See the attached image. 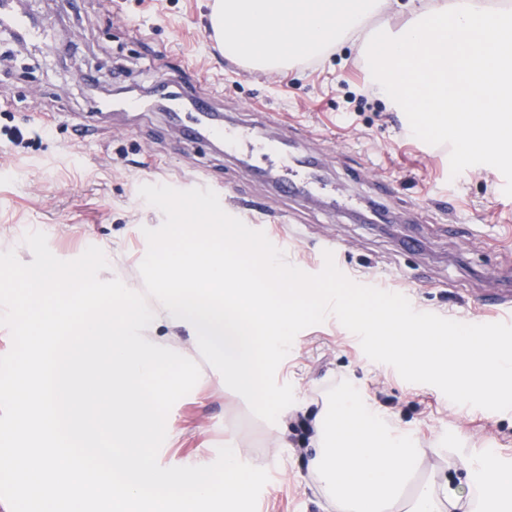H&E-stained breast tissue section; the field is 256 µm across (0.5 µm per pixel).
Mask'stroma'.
I'll return each mask as SVG.
<instances>
[{
	"instance_id": "obj_1",
	"label": "stroma",
	"mask_w": 512,
	"mask_h": 512,
	"mask_svg": "<svg viewBox=\"0 0 512 512\" xmlns=\"http://www.w3.org/2000/svg\"><path fill=\"white\" fill-rule=\"evenodd\" d=\"M211 3L154 0L149 10L141 0H23L22 10L48 26L51 42L28 44V65L15 68L2 61L9 42L0 39V128L39 116L50 127L36 147H0V170L8 172L0 177V252L31 262L24 236L32 230L45 233L62 260L92 244L109 263L101 279L143 291V231L159 228L164 215L140 196V186L204 174L270 216L287 214L277 227L292 236L285 259L304 272L316 273L324 239L334 238L344 245L339 260L352 276L372 274L383 288L407 290L425 312L460 322L476 317L485 289L512 282V185H500L493 165L462 163L452 143L407 135L404 113L379 97L355 108L349 95L365 84L366 62L353 41L285 74L239 72L206 36ZM161 71L217 93L228 117L254 119L270 131L294 129L299 149L322 160L337 192L366 199L393 179L395 190L383 203L399 220L384 224L370 213L354 219L276 196L206 142L176 148L161 113L95 118L106 92L138 95ZM77 118L91 122L92 134L77 136ZM405 234L418 237L421 250H401ZM200 368L195 387L168 414L158 462L209 465L226 438H235L243 462L269 473L257 512H340L318 484L317 443L308 429L338 390L352 392L385 425L427 449L420 481L468 489L462 463L488 448L497 464L512 468V411L458 405L434 386L404 381L393 367L370 360L332 316L299 332L276 370L277 382L291 385L295 397L287 447H274L269 423L251 414L216 369L205 362Z\"/></svg>"
}]
</instances>
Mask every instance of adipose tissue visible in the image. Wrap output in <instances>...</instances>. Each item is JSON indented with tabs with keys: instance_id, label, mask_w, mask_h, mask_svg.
I'll use <instances>...</instances> for the list:
<instances>
[{
	"instance_id": "ef3b65f1",
	"label": "adipose tissue",
	"mask_w": 512,
	"mask_h": 512,
	"mask_svg": "<svg viewBox=\"0 0 512 512\" xmlns=\"http://www.w3.org/2000/svg\"><path fill=\"white\" fill-rule=\"evenodd\" d=\"M389 0H214L226 56L287 72L343 40L359 42L376 93L413 134L453 141L461 158L512 161V13L489 0H404L405 22L372 25ZM316 473L350 512H389L424 449L383 428L353 394L315 423Z\"/></svg>"
}]
</instances>
